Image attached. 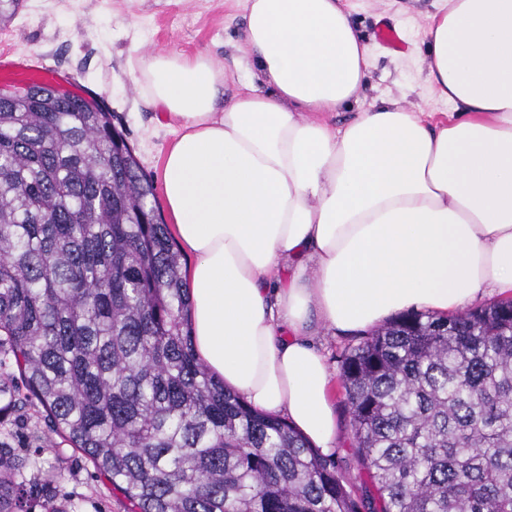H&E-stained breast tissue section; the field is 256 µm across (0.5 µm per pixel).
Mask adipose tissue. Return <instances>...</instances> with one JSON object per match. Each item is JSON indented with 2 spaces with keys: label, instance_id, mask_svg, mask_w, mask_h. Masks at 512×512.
I'll list each match as a JSON object with an SVG mask.
<instances>
[{
  "label": "adipose tissue",
  "instance_id": "adipose-tissue-1",
  "mask_svg": "<svg viewBox=\"0 0 512 512\" xmlns=\"http://www.w3.org/2000/svg\"><path fill=\"white\" fill-rule=\"evenodd\" d=\"M241 2L260 84L225 97L207 55L165 52L139 58L136 80L179 125L164 195L193 258L197 357L327 454L341 433L316 329L512 295V0L426 15L447 123L385 101L340 127L374 62L349 0Z\"/></svg>",
  "mask_w": 512,
  "mask_h": 512
}]
</instances>
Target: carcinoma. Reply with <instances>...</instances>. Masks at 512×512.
I'll return each mask as SVG.
<instances>
[{
	"mask_svg": "<svg viewBox=\"0 0 512 512\" xmlns=\"http://www.w3.org/2000/svg\"><path fill=\"white\" fill-rule=\"evenodd\" d=\"M184 258L112 112L0 91V348L134 512H512V298L404 314L341 356L374 492L196 358ZM0 441V512H69Z\"/></svg>",
	"mask_w": 512,
	"mask_h": 512,
	"instance_id": "cac0c4a2",
	"label": "carcinoma"
}]
</instances>
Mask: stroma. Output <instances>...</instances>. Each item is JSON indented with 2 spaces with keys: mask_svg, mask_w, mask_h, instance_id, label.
Returning a JSON list of instances; mask_svg holds the SVG:
<instances>
[{
  "mask_svg": "<svg viewBox=\"0 0 512 512\" xmlns=\"http://www.w3.org/2000/svg\"><path fill=\"white\" fill-rule=\"evenodd\" d=\"M352 22L376 51L366 83L352 102L337 112L344 124L375 101L392 97L407 109L424 112L430 121L446 120L448 105L424 81L427 43L426 14L432 0H353ZM394 26L405 42L396 52L379 43L380 25ZM244 19L237 0H23L11 18L0 22V53L24 58L38 54L59 74L63 89L102 99L112 121L122 127L145 172L163 182V161L173 138L165 113L144 97L132 62L155 51L208 55L225 67L226 95L241 82L255 81L256 72L242 43ZM333 399L341 440L335 458L346 481L367 487V471L359 464L341 386ZM29 459V475L54 472L74 512H130L129 503L100 479L92 465L73 448L54 453L48 448V422L34 401L20 403L0 416V438Z\"/></svg>",
  "mask_w": 512,
  "mask_h": 512,
  "instance_id": "stroma-1",
  "label": "stroma"
}]
</instances>
